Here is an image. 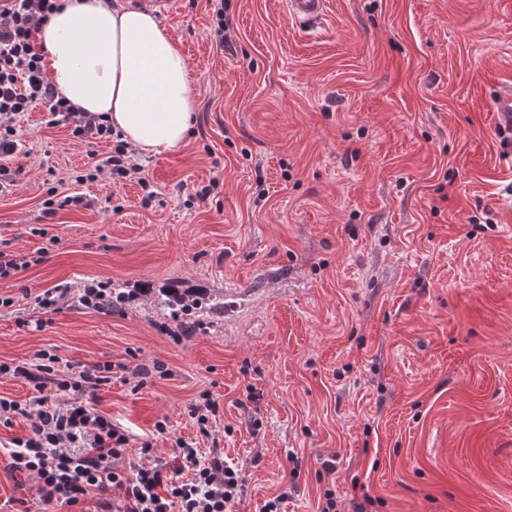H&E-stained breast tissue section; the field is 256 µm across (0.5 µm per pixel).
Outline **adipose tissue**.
Segmentation results:
<instances>
[{"instance_id": "obj_1", "label": "adipose tissue", "mask_w": 512, "mask_h": 512, "mask_svg": "<svg viewBox=\"0 0 512 512\" xmlns=\"http://www.w3.org/2000/svg\"><path fill=\"white\" fill-rule=\"evenodd\" d=\"M39 40L67 99L104 114L139 152L186 139L195 109L188 62L152 14L130 0H57Z\"/></svg>"}]
</instances>
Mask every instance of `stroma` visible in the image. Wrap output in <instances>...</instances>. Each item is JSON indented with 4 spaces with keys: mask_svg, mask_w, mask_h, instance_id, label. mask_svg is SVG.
I'll use <instances>...</instances> for the list:
<instances>
[{
    "mask_svg": "<svg viewBox=\"0 0 512 512\" xmlns=\"http://www.w3.org/2000/svg\"><path fill=\"white\" fill-rule=\"evenodd\" d=\"M212 11L157 17L195 123L133 155L141 181L88 180L110 145L41 111L18 132L0 248L49 254L0 281V363L111 365L93 406L170 464L180 438L223 449L234 512L282 492L281 512H512V132L490 109L512 83V0H327L313 28L285 0H227L224 48ZM52 188L90 204L44 217ZM93 278L140 294L84 309ZM166 288L224 311L176 339ZM157 361L164 376L134 375ZM204 391L206 436L189 413ZM28 428L0 419V512H45L5 449Z\"/></svg>",
    "mask_w": 512,
    "mask_h": 512,
    "instance_id": "35a3bbf8",
    "label": "stroma"
}]
</instances>
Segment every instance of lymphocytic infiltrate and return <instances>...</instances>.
Returning <instances> with one entry per match:
<instances>
[{
	"label": "lymphocytic infiltrate",
	"mask_w": 512,
	"mask_h": 512,
	"mask_svg": "<svg viewBox=\"0 0 512 512\" xmlns=\"http://www.w3.org/2000/svg\"><path fill=\"white\" fill-rule=\"evenodd\" d=\"M55 8L54 0H0V157L16 152L18 129L41 108L49 124H71L74 137L111 141L105 166L131 177L137 169L127 166V145L111 124L74 107L46 77L36 36ZM111 371V365L96 364L61 379L40 361L0 364L1 375L24 380L34 391L23 403L0 396V418L18 414L30 422L27 437L14 439L8 450L13 470L36 478V493L50 512L93 490L111 496L112 512H231L242 480L220 450L204 457L193 443L178 440L170 468L153 458L147 440L136 469L123 468L129 435L90 404L111 383Z\"/></svg>",
	"instance_id": "lymphocytic-infiltrate-1"
}]
</instances>
